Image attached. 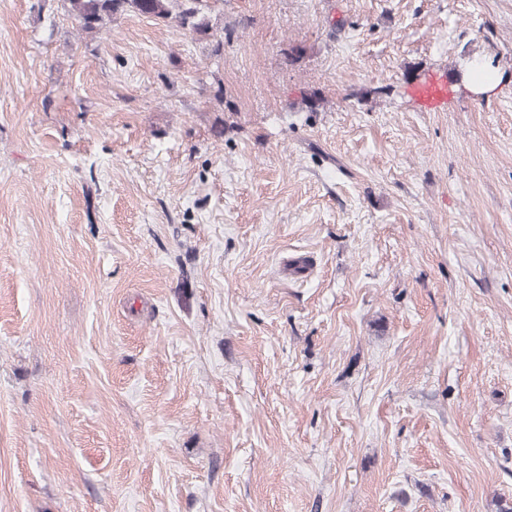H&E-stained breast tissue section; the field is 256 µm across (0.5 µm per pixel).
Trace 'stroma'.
<instances>
[{"label":"stroma","mask_w":512,"mask_h":512,"mask_svg":"<svg viewBox=\"0 0 512 512\" xmlns=\"http://www.w3.org/2000/svg\"><path fill=\"white\" fill-rule=\"evenodd\" d=\"M206 19L0 0V512L512 506V0Z\"/></svg>","instance_id":"obj_1"}]
</instances>
